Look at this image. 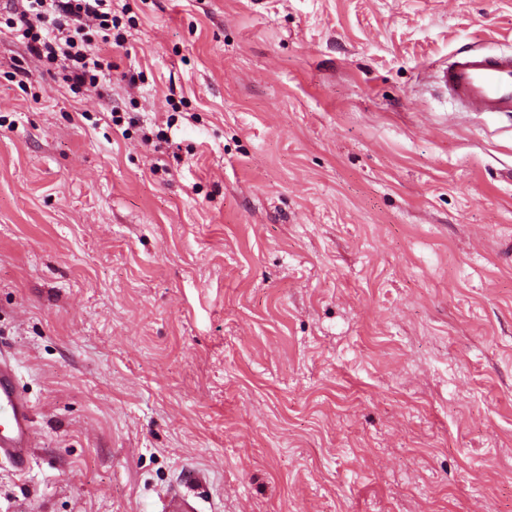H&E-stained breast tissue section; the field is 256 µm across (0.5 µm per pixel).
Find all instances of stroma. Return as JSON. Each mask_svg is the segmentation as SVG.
Wrapping results in <instances>:
<instances>
[{
    "label": "stroma",
    "instance_id": "1",
    "mask_svg": "<svg viewBox=\"0 0 512 512\" xmlns=\"http://www.w3.org/2000/svg\"><path fill=\"white\" fill-rule=\"evenodd\" d=\"M112 8L95 90L0 31V512H512V118L435 79L512 0ZM32 438L31 403L20 387L14 364L0 355V460L24 470ZM203 485L199 474L188 473L168 489L161 512H200L198 488Z\"/></svg>",
    "mask_w": 512,
    "mask_h": 512
}]
</instances>
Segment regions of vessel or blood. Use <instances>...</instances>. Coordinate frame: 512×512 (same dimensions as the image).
Instances as JSON below:
<instances>
[{
  "instance_id": "vessel-or-blood-1",
  "label": "vessel or blood",
  "mask_w": 512,
  "mask_h": 512,
  "mask_svg": "<svg viewBox=\"0 0 512 512\" xmlns=\"http://www.w3.org/2000/svg\"><path fill=\"white\" fill-rule=\"evenodd\" d=\"M449 96L471 112L512 115V55L490 56L457 49L442 74ZM32 406L23 393L14 364L0 355V460L22 470L32 446ZM199 474L184 476L168 489L161 512H200Z\"/></svg>"
}]
</instances>
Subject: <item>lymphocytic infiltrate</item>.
I'll return each instance as SVG.
<instances>
[{
    "mask_svg": "<svg viewBox=\"0 0 512 512\" xmlns=\"http://www.w3.org/2000/svg\"><path fill=\"white\" fill-rule=\"evenodd\" d=\"M5 24L35 61L60 70L74 88L97 87L111 69L105 53L123 46L112 0H20Z\"/></svg>",
    "mask_w": 512,
    "mask_h": 512,
    "instance_id": "lymphocytic-infiltrate-1",
    "label": "lymphocytic infiltrate"
}]
</instances>
